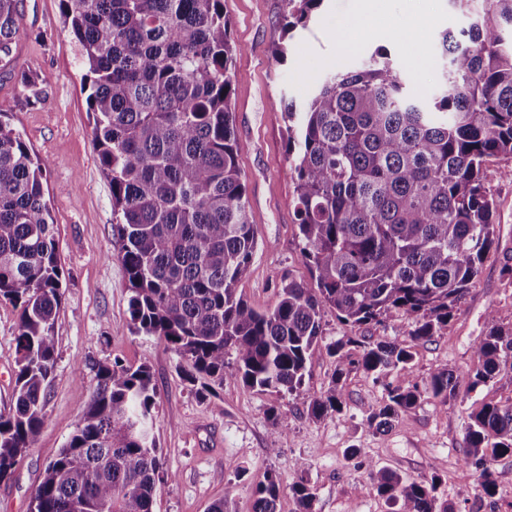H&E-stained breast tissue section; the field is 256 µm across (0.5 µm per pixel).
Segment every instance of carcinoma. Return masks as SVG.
<instances>
[{"label":"carcinoma","mask_w":512,"mask_h":512,"mask_svg":"<svg viewBox=\"0 0 512 512\" xmlns=\"http://www.w3.org/2000/svg\"><path fill=\"white\" fill-rule=\"evenodd\" d=\"M17 2L0 0L1 63L19 31ZM60 2L91 83L94 141L112 186V250L128 275L135 332L164 340L197 392H213L228 377L257 392L294 393L320 419L341 411L345 371H396L406 385L388 388L387 403L367 417L380 429L424 393L446 402L463 385H488L512 359V328L491 309L478 365L463 375L439 368L420 383L409 344L349 338L328 347L337 362L329 388L302 391L325 308L352 326L412 314L411 338L429 340L500 250L486 161L512 158V0H449L471 24L440 35L446 88L431 103L405 93L379 50L362 67L327 77L306 104L281 102L312 282L283 278L276 304L263 312L236 293L257 238L237 162L231 90L239 46L224 0ZM292 2L286 33L323 0ZM43 169L0 118V301L19 311L15 404L0 416V481L40 434L56 361L64 269ZM95 379L29 512H152L160 460L150 366L115 359L97 365ZM465 439V463L480 469L491 496L492 461L512 455V404L474 408ZM374 480L397 512H453L438 504L433 480L389 470ZM280 486L267 474L255 512H276ZM291 490L310 512L305 481Z\"/></svg>","instance_id":"cac0c4a2"}]
</instances>
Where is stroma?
<instances>
[{
    "mask_svg": "<svg viewBox=\"0 0 512 512\" xmlns=\"http://www.w3.org/2000/svg\"><path fill=\"white\" fill-rule=\"evenodd\" d=\"M416 3L437 17L426 36L430 64L423 72L411 66L397 38L398 25ZM225 6L239 47L232 86L238 164L258 241L250 274L238 292L265 311L274 305L284 275L310 278L300 255L282 100L306 103L327 74L358 66L380 46L395 60L407 92L430 97L447 70L437 39L443 31L462 30L466 22L448 0H388L392 26L364 32L353 49L340 54L335 36L353 19L357 0H323L308 26L288 36L283 33L287 0H225ZM18 10L20 29L8 65L0 68V112L8 114L12 127L47 164L43 189L65 277L44 425L13 476L0 482V512H28L46 465L73 433L96 385L92 364L116 359L133 368L149 364L154 377L163 478L153 512H208L219 499L226 500L228 512H254L255 491L270 471L281 478L277 512H299L291 487L301 479L314 494L311 512H396L376 491L372 473L379 469L409 481H435L436 497L456 512H512V456L495 462L496 492L491 496L482 489L479 470L465 463V427L473 404L512 403V360L489 385L460 388L445 402L421 396L413 409L379 431L368 426L367 417L385 405L388 387L403 384L399 373L377 376L350 369L341 381V412L315 420L294 396L259 393L229 378L215 395L200 396L178 374L177 359L164 341L134 332L128 278L112 253V190L93 143L90 89L78 47L64 23L60 0H19ZM280 38L287 42L288 56L278 65L271 49ZM25 75L41 78L39 101L27 100L20 83ZM488 165L493 175L487 187L508 249L484 263L476 285L455 305L447 328L431 340L414 342V374L420 380L443 367L461 373L477 366L488 310H496L504 324L512 323V279L502 273L504 266H512V159L493 157ZM17 327V310L0 302L2 415L14 405ZM414 327L409 315L351 327L326 313L305 392L317 396L330 385L336 361L327 344L350 337L402 340ZM272 407L279 422L268 416Z\"/></svg>",
    "mask_w": 512,
    "mask_h": 512,
    "instance_id": "35a3bbf8",
    "label": "stroma"
}]
</instances>
